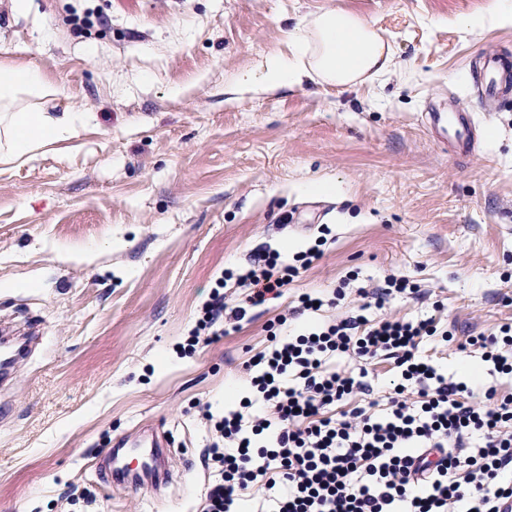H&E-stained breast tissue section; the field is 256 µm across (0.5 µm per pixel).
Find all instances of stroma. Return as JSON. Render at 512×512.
I'll return each instance as SVG.
<instances>
[{
	"instance_id": "stroma-1",
	"label": "stroma",
	"mask_w": 512,
	"mask_h": 512,
	"mask_svg": "<svg viewBox=\"0 0 512 512\" xmlns=\"http://www.w3.org/2000/svg\"><path fill=\"white\" fill-rule=\"evenodd\" d=\"M86 10L111 28L75 33L69 15ZM325 10L369 23L388 72L262 90L267 56ZM497 53L512 55V0H0V67L37 66L46 109L82 117L34 159L0 164V327L40 323L0 381V512H198L201 406L236 405L266 325L353 271L370 292L416 280L425 298L368 317L436 316L455 341L425 354L474 392L512 394L459 348L512 323V96L480 110L470 67ZM447 100L485 130L469 156L422 122ZM319 224L334 239L287 293L178 354L225 268L265 248L292 260ZM147 425L172 480L112 490L102 461Z\"/></svg>"
}]
</instances>
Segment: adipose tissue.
<instances>
[{"instance_id": "1", "label": "adipose tissue", "mask_w": 512, "mask_h": 512, "mask_svg": "<svg viewBox=\"0 0 512 512\" xmlns=\"http://www.w3.org/2000/svg\"><path fill=\"white\" fill-rule=\"evenodd\" d=\"M290 55L266 61L263 86L277 89L321 81L350 87L390 68L391 49L361 18L327 10L288 33ZM53 91L32 65L0 68V158L30 160L36 150L72 131L75 117H55L39 100Z\"/></svg>"}]
</instances>
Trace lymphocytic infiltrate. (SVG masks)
<instances>
[{"label":"lymphocytic infiltrate","mask_w":512,"mask_h":512,"mask_svg":"<svg viewBox=\"0 0 512 512\" xmlns=\"http://www.w3.org/2000/svg\"><path fill=\"white\" fill-rule=\"evenodd\" d=\"M324 238L284 262L259 254L236 282L245 297L227 306L213 293L198 332L282 296L322 255ZM435 319L369 320L350 315L279 337L246 368L250 394L214 416L207 465L215 478L201 512H501L512 499V395L448 376L424 340L441 336ZM498 372L512 374V324L473 336ZM348 356L389 363L395 380L384 408L355 404L367 383L336 369Z\"/></svg>","instance_id":"f902f5d3"}]
</instances>
